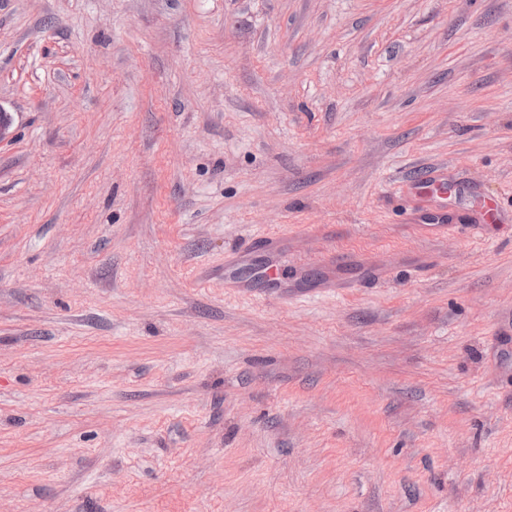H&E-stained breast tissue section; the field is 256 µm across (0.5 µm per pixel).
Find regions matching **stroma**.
Instances as JSON below:
<instances>
[{
	"label": "stroma",
	"mask_w": 512,
	"mask_h": 512,
	"mask_svg": "<svg viewBox=\"0 0 512 512\" xmlns=\"http://www.w3.org/2000/svg\"><path fill=\"white\" fill-rule=\"evenodd\" d=\"M0 108V512H512V0H0ZM448 171L443 167H433L419 177L413 184L415 196L422 200L427 208H433L437 220L429 224H419L417 229L426 236H436L448 231L447 224L440 223L442 209L448 208L450 187ZM342 261L351 262L353 264L365 262L364 267L376 268V266L372 264L371 256L368 254L348 251L346 253H342V255L336 256V258L335 255L327 256L322 260V266L324 269L322 281L323 288H343V284L336 283V268Z\"/></svg>",
	"instance_id": "stroma-1"
}]
</instances>
